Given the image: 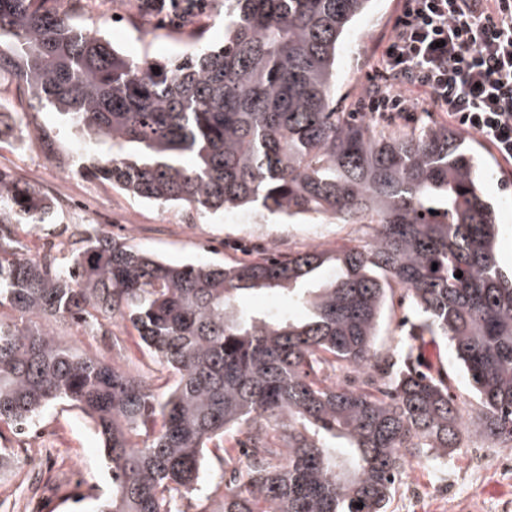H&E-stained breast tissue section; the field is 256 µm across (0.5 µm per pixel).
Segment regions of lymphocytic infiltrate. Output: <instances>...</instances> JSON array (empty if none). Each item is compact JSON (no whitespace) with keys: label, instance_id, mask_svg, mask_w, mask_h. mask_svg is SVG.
Here are the masks:
<instances>
[{"label":"lymphocytic infiltrate","instance_id":"1","mask_svg":"<svg viewBox=\"0 0 512 512\" xmlns=\"http://www.w3.org/2000/svg\"><path fill=\"white\" fill-rule=\"evenodd\" d=\"M375 72L369 111L446 113L512 165V0H403Z\"/></svg>","mask_w":512,"mask_h":512}]
</instances>
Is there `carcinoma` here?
Listing matches in <instances>:
<instances>
[{"label":"carcinoma","mask_w":512,"mask_h":512,"mask_svg":"<svg viewBox=\"0 0 512 512\" xmlns=\"http://www.w3.org/2000/svg\"><path fill=\"white\" fill-rule=\"evenodd\" d=\"M56 2L0 0V81L107 147L87 155L89 176L160 206L379 228L334 253L224 265L101 232L60 263L8 228L46 223L54 202L0 170V309L17 313L0 318V425L23 435L53 405L83 412L112 482L95 512H388L409 459L446 458L468 431L512 445V272L471 138L377 132L336 101L339 49L371 0H219L223 44L193 32L169 60L120 52ZM395 286L421 315L402 355L376 347ZM248 290L300 314L247 311ZM119 321L174 377L167 391L117 360ZM57 323L88 327L112 357ZM440 340L471 413L420 362ZM226 435L246 461L213 508L200 470L212 446L234 460ZM56 330L64 336L65 339L81 350L94 353L98 347L100 348L96 337L91 336L88 331H85L79 326L71 324L60 325L56 327Z\"/></svg>","instance_id":"obj_1"}]
</instances>
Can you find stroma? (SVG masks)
I'll list each match as a JSON object with an SVG mask.
<instances>
[{
  "label": "stroma",
  "instance_id": "obj_1",
  "mask_svg": "<svg viewBox=\"0 0 512 512\" xmlns=\"http://www.w3.org/2000/svg\"><path fill=\"white\" fill-rule=\"evenodd\" d=\"M401 6V0H376L373 12L345 39L337 67L339 105L365 116L385 132L447 126L448 117L443 112H418L408 118L366 109L365 92L372 82L377 48L390 35ZM182 14L193 15L195 21L202 23L208 40L223 39V15L212 8L200 9L197 0H167L164 8L149 9L147 17H133L120 27L108 20L104 27L113 45L127 55L171 59L185 48L170 29L174 19ZM0 100L8 102L11 111L24 113L34 128L59 131L58 152L61 157H71L72 143L63 116L55 111L27 112L24 98L11 86L0 91ZM474 147L479 156L483 189L497 205L499 260L504 268L510 269L512 166L499 161L482 141H475ZM38 188L52 190L58 208L55 223L18 225V235L34 256L56 249L65 225L85 222L115 239L133 240L141 249L170 262L244 260V253L237 251L235 242L251 223L276 235L281 252L305 247L304 221L291 223L253 210L212 214L179 206H157L92 179L75 166L63 174L46 170ZM128 212L139 217L135 231L130 234L119 227ZM416 316L405 290L394 289L384 306L378 348L392 351L399 347L409 321ZM37 426L45 432L46 455L52 464L39 486H32L24 471L26 451L17 449L12 466L0 472V512H26L27 498L36 493L41 496L42 512H92L97 497L108 489V478L87 418L78 409L58 405L49 408ZM475 444L482 445L494 464L481 471L462 470L459 463ZM389 512H512V447H496L482 441L479 435L468 433L447 459L410 460Z\"/></svg>",
  "mask_w": 512,
  "mask_h": 512
}]
</instances>
